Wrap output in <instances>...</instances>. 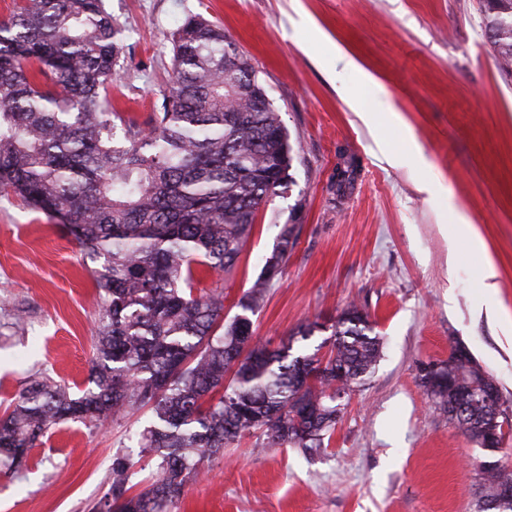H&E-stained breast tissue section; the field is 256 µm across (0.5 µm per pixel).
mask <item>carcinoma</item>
Here are the masks:
<instances>
[{
	"mask_svg": "<svg viewBox=\"0 0 512 512\" xmlns=\"http://www.w3.org/2000/svg\"><path fill=\"white\" fill-rule=\"evenodd\" d=\"M484 22L500 69L512 74V0H486ZM122 26L104 0H18L0 21V193H13L62 224L96 264L103 292L89 386L78 394L37 376L0 416V459L15 471L63 422L99 425L136 409L151 421L138 447L158 459L138 494L135 462L112 460L97 512H173L198 462L246 432L311 454L341 415L336 394L362 388L383 338L351 303L326 345L301 327L274 351L241 354L251 316L282 273L296 225L280 229L259 277L221 334L224 294L197 289L198 268L228 271L258 209L294 183L288 131L244 53L216 23L185 16L171 32L173 77L143 124L112 110L108 88L123 68ZM420 377L436 406L481 450L476 512H512L480 430L494 416L479 391L486 371L437 361ZM322 370L308 382L305 375Z\"/></svg>",
	"mask_w": 512,
	"mask_h": 512,
	"instance_id": "1",
	"label": "carcinoma"
}]
</instances>
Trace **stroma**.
<instances>
[{"label": "stroma", "instance_id": "35a3bbf8", "mask_svg": "<svg viewBox=\"0 0 512 512\" xmlns=\"http://www.w3.org/2000/svg\"><path fill=\"white\" fill-rule=\"evenodd\" d=\"M126 35L116 111L145 121L171 73L169 35L199 13L249 57L288 130L294 183L259 209L231 272L202 269L224 317L259 276L280 225L297 242L253 316L280 347L301 325L369 313L383 357L313 455L247 434L205 459L178 512H475L479 452L427 397L421 363L463 341L512 414V76L480 0H105ZM348 160L352 184L336 191ZM467 240H459L460 227ZM493 268L487 295L482 274ZM77 241L18 196L0 197V406L37 372L88 384L98 304ZM142 409L65 423L26 469L0 464V512H94L112 459L157 458Z\"/></svg>", "mask_w": 512, "mask_h": 512}]
</instances>
